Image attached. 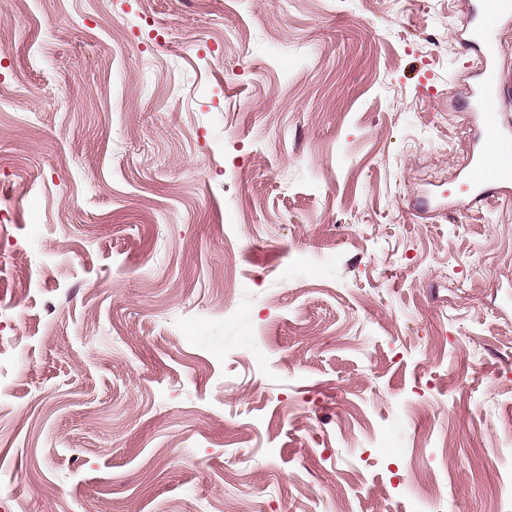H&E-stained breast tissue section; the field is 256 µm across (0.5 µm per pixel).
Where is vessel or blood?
I'll list each match as a JSON object with an SVG mask.
<instances>
[{
  "label": "vessel or blood",
  "mask_w": 512,
  "mask_h": 512,
  "mask_svg": "<svg viewBox=\"0 0 512 512\" xmlns=\"http://www.w3.org/2000/svg\"><path fill=\"white\" fill-rule=\"evenodd\" d=\"M512 23V0H475L469 40L480 51L476 80L468 105L479 130L477 148L464 172V184L473 201L480 202L494 191L512 187V167L497 164L501 155H512V123L500 110L503 93L512 91V77L499 67V30Z\"/></svg>",
  "instance_id": "b4317fda"
}]
</instances>
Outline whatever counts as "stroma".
<instances>
[{
    "label": "stroma",
    "instance_id": "35a3bbf8",
    "mask_svg": "<svg viewBox=\"0 0 512 512\" xmlns=\"http://www.w3.org/2000/svg\"><path fill=\"white\" fill-rule=\"evenodd\" d=\"M468 10L0 0V512H512Z\"/></svg>",
    "mask_w": 512,
    "mask_h": 512
}]
</instances>
